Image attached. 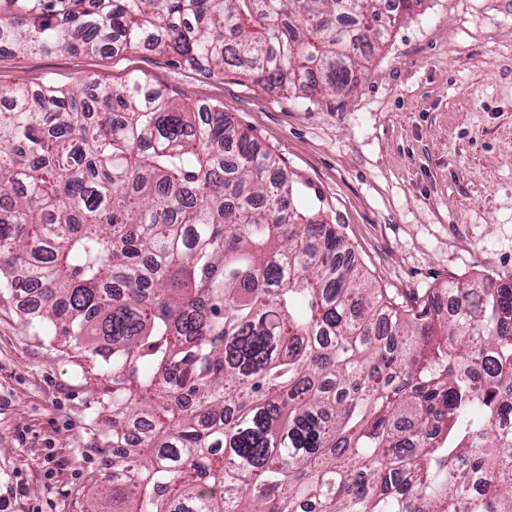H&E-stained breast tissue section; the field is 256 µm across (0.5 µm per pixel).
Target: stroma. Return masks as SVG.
<instances>
[{
	"mask_svg": "<svg viewBox=\"0 0 512 512\" xmlns=\"http://www.w3.org/2000/svg\"><path fill=\"white\" fill-rule=\"evenodd\" d=\"M132 75L222 106L388 295L476 276L512 284V0H420L350 91L311 100L154 50L0 55L7 88ZM21 309L0 300V499L7 512H86L112 460L99 441L109 423L91 415L95 372Z\"/></svg>",
	"mask_w": 512,
	"mask_h": 512,
	"instance_id": "1",
	"label": "stroma"
}]
</instances>
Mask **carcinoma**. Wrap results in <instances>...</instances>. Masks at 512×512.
Returning <instances> with one entry per match:
<instances>
[{"label": "carcinoma", "mask_w": 512, "mask_h": 512, "mask_svg": "<svg viewBox=\"0 0 512 512\" xmlns=\"http://www.w3.org/2000/svg\"><path fill=\"white\" fill-rule=\"evenodd\" d=\"M419 0H0L18 53L145 45L334 96ZM0 293L112 412L90 512H512V287L399 304L213 104L0 86Z\"/></svg>", "instance_id": "obj_1"}]
</instances>
